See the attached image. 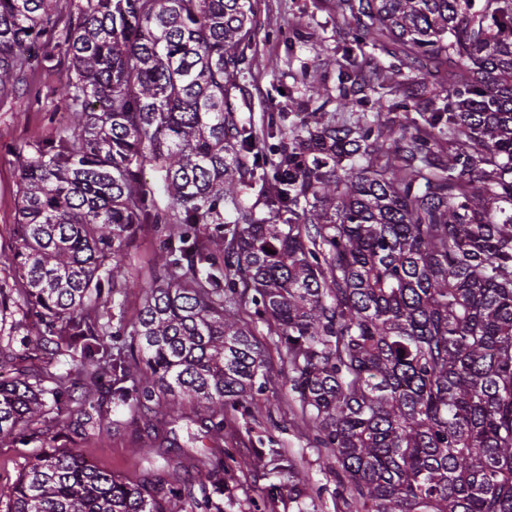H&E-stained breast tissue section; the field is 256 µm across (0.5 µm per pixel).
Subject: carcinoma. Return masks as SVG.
<instances>
[{"label":"carcinoma","instance_id":"obj_1","mask_svg":"<svg viewBox=\"0 0 512 512\" xmlns=\"http://www.w3.org/2000/svg\"><path fill=\"white\" fill-rule=\"evenodd\" d=\"M330 2L348 35L336 110L370 111L336 124L302 73L304 113L291 100L267 123L277 161L256 218L239 193L266 157L234 83L252 0H78L65 16L54 0H0V96L54 61L51 46L69 61L72 105L64 132L21 163L0 322L22 308L76 370L6 376L23 353L0 345V437H35L74 386L81 428L110 403L221 439L264 375L237 314L246 299L286 349L289 390L355 512H512V0ZM140 224L163 237L157 285L114 353L112 321L91 312L137 287L120 256ZM168 395L194 411L163 409ZM166 442L145 444L136 483L48 450L8 512H169L173 500L224 512L227 462L263 465L230 448L171 456Z\"/></svg>","mask_w":512,"mask_h":512}]
</instances>
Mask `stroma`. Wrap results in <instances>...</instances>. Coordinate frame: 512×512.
<instances>
[{
  "instance_id": "obj_1",
  "label": "stroma",
  "mask_w": 512,
  "mask_h": 512,
  "mask_svg": "<svg viewBox=\"0 0 512 512\" xmlns=\"http://www.w3.org/2000/svg\"><path fill=\"white\" fill-rule=\"evenodd\" d=\"M259 33L252 46L253 65L239 73L237 83L249 103L244 116L255 127H262L270 112H284L289 99H302L301 70H308L325 82L329 95H336V69L321 68L322 59L340 55L343 34L326 7V0H255ZM66 75L64 65L38 69L25 74L7 97L0 98V248L15 244L17 183L23 158L32 156L36 145L55 137L70 111L69 102L59 93ZM161 237L150 224L139 225L122 253L129 276L139 280L140 290L115 295L121 303L126 330L136 326L145 291L151 288V271L156 263ZM240 316L254 331L265 350L268 372L265 384L252 399L244 400L237 411L226 414L224 438L203 440L201 450L231 448L249 455L259 448H275L280 460L261 469L229 470L224 480L231 505L226 512H354L336 484L326 451L313 447L301 421L297 404L286 383L288 359L267 324L254 314L251 303H242ZM14 346L24 347L29 372L50 367L58 375L71 368L68 356L55 345L39 341L21 313L8 318L4 330ZM262 405L263 415H255L254 405ZM75 411L62 419L43 423V441L28 444L0 438V512H6L7 496L27 467L41 454L42 446L76 448L101 470L133 479L140 473L142 449L152 426L146 419L131 420L120 408L105 409L85 432L74 430ZM298 467L319 487V496H296L290 467Z\"/></svg>"
}]
</instances>
